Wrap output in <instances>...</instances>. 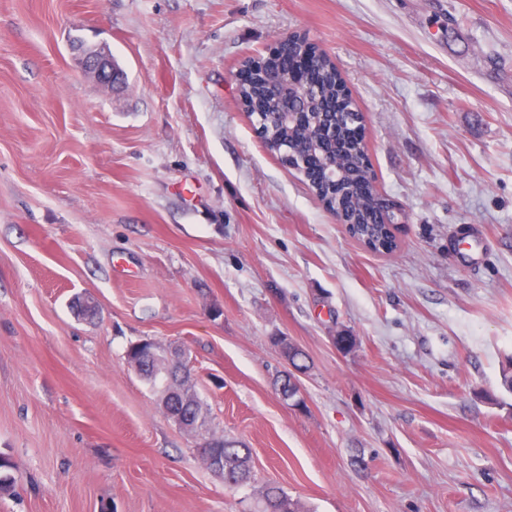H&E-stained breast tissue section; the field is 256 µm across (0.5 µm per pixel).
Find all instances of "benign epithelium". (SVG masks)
<instances>
[{"label":"benign epithelium","instance_id":"benign-epithelium-1","mask_svg":"<svg viewBox=\"0 0 512 512\" xmlns=\"http://www.w3.org/2000/svg\"><path fill=\"white\" fill-rule=\"evenodd\" d=\"M308 43L285 36L278 41L277 47L282 49L277 66L263 65L258 70L252 63H247L236 75L238 89L263 88L271 98L268 115L256 114L259 118L260 133H265V123L277 121L288 130H306L303 146L292 149L282 145L278 150L287 165L299 172L309 181L316 195L324 204L336 213L339 223L351 231L353 220L348 218L346 209L336 200L334 189L341 182L343 170L333 152L324 148V143L336 138L338 125L353 121L364 124V114L355 108L346 112L335 109L336 98L346 96L344 86L333 92L322 91V64L324 55L306 53ZM307 59L310 77L298 80L292 71L294 56ZM84 70L92 74L96 80L108 89H114L124 80L123 73L112 61L111 52L100 47L93 53L81 56ZM351 191L358 196H371L375 204L377 223L396 224L399 213L387 199L379 196L373 186L372 175L352 185ZM164 360L169 371L168 391L161 401L164 413L176 425L188 434L202 431V420L193 417L191 408L196 406L192 393L191 370L187 354L178 347L164 348Z\"/></svg>","mask_w":512,"mask_h":512}]
</instances>
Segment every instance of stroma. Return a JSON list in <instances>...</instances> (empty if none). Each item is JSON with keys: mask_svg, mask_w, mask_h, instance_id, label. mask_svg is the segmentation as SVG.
<instances>
[{"mask_svg": "<svg viewBox=\"0 0 512 512\" xmlns=\"http://www.w3.org/2000/svg\"><path fill=\"white\" fill-rule=\"evenodd\" d=\"M287 35L365 115L392 251L239 101ZM142 339L189 352L251 483L163 413ZM511 356L512 0H0V512H254L269 484L302 512H512ZM81 47H86L84 52H93H83L81 61L84 70L92 74L101 85L113 90L123 83L124 75L113 63L112 54L107 48L98 47L97 49V47L85 46L82 42ZM212 440H206L205 444L208 448L198 451L199 457L207 468L211 470L212 465L223 462V470L220 465L212 468L215 473L221 475L223 479L226 475L235 478L233 486L248 482L252 477L250 449L245 448L241 442L236 440L224 438L222 442L215 441L214 443Z\"/></svg>", "mask_w": 512, "mask_h": 512, "instance_id": "35a3bbf8", "label": "stroma"}]
</instances>
